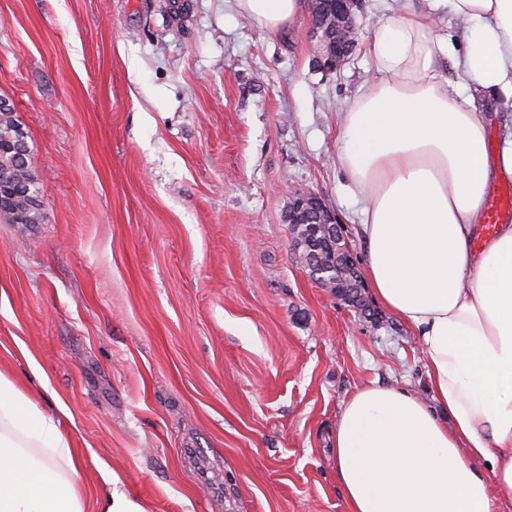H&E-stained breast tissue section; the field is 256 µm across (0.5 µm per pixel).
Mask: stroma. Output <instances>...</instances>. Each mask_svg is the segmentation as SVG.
<instances>
[{
  "label": "stroma",
  "mask_w": 512,
  "mask_h": 512,
  "mask_svg": "<svg viewBox=\"0 0 512 512\" xmlns=\"http://www.w3.org/2000/svg\"><path fill=\"white\" fill-rule=\"evenodd\" d=\"M357 47L317 63L310 14L270 32L237 0H0V96L44 198L0 218V371L58 400L87 512H348L326 439L371 384L431 390L411 329L296 261V195L361 206L341 114L374 79L378 24L425 0H361ZM489 152L512 96L474 90Z\"/></svg>",
  "instance_id": "35a3bbf8"
}]
</instances>
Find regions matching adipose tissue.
Instances as JSON below:
<instances>
[{
	"mask_svg": "<svg viewBox=\"0 0 512 512\" xmlns=\"http://www.w3.org/2000/svg\"><path fill=\"white\" fill-rule=\"evenodd\" d=\"M260 26L293 25L304 0H237ZM383 21L378 77L342 115L337 157L363 203L358 235L375 298L413 331L433 393L370 385L329 435L348 512H496L512 501V225L472 242L494 182L512 179V133L486 125L439 76L512 96V0H428ZM464 24L465 52L432 15ZM0 512H85L60 421L0 373Z\"/></svg>",
	"mask_w": 512,
	"mask_h": 512,
	"instance_id": "obj_1",
	"label": "adipose tissue"
}]
</instances>
